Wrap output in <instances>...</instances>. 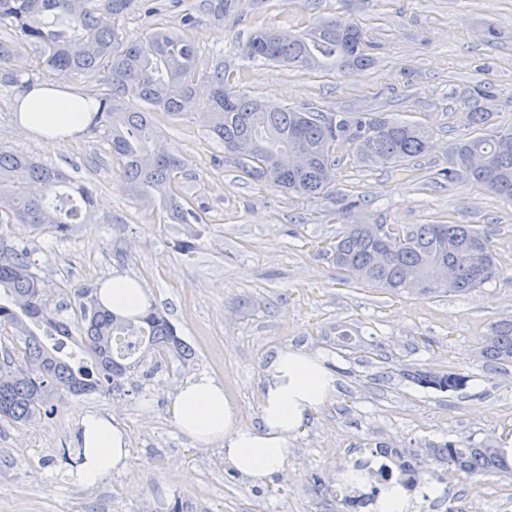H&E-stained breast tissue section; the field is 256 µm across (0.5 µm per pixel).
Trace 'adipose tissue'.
Returning a JSON list of instances; mask_svg holds the SVG:
<instances>
[{
  "instance_id": "ef3b65f1",
  "label": "adipose tissue",
  "mask_w": 512,
  "mask_h": 512,
  "mask_svg": "<svg viewBox=\"0 0 512 512\" xmlns=\"http://www.w3.org/2000/svg\"><path fill=\"white\" fill-rule=\"evenodd\" d=\"M88 100L81 91L50 82L15 98V124L27 135L46 144L69 142L84 127L82 108ZM111 310H141V284L128 276L107 280L101 290ZM335 389V379L320 355L299 350L280 352L267 370L261 395V425L246 427L234 418L223 384L202 374L186 381L171 404L179 428L199 443L220 444L227 462L255 482L280 472L288 453V441L299 430L307 411L321 405ZM78 445L82 459L73 472L84 487L95 486L127 458V437L112 419L95 414L79 421Z\"/></svg>"
}]
</instances>
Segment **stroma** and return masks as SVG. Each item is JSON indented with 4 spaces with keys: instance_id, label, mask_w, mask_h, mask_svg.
Segmentation results:
<instances>
[{
    "instance_id": "1",
    "label": "stroma",
    "mask_w": 512,
    "mask_h": 512,
    "mask_svg": "<svg viewBox=\"0 0 512 512\" xmlns=\"http://www.w3.org/2000/svg\"><path fill=\"white\" fill-rule=\"evenodd\" d=\"M340 14L364 27L374 63L338 75L241 57L259 27L294 31ZM200 70L216 57L236 90L279 108L382 112L419 122L434 148L385 169L364 166L348 145L336 148L335 195L290 197L249 180L223 162L200 112L209 84L196 80L191 109L159 124L161 143L188 169L182 191L201 214L195 248L184 228L163 223L159 207L130 195L108 146L82 132L51 146L17 130L13 88L0 86V142L40 157L92 186L96 221L57 239L28 237L50 302L75 301L80 288L126 275L147 304L164 309L193 358L162 361L128 390L92 392L58 402L34 424L0 426V512H170L175 500L200 512H336L334 490L350 458L386 445L415 451L448 440L512 437V366L486 365L477 349L491 324L512 319V203L465 179L436 173L448 147L470 136L466 114L487 108L494 126L512 127V0H235L222 21L192 30ZM361 197L362 224H472L498 254L500 275L464 295L397 297L347 283L321 245L340 224L325 210ZM345 327L356 345L336 341ZM380 348L373 356L371 348ZM284 349L322 355L336 388L308 412L289 440L285 470L263 483L242 476L220 445H202L170 413L178 388L207 374L224 385L239 424H260L265 369ZM419 368L467 376L456 391L425 387ZM113 418L129 439L125 466L84 488L68 477L79 456L84 414ZM473 512H512L499 491L511 477L453 475Z\"/></svg>"
}]
</instances>
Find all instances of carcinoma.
Returning a JSON list of instances; mask_svg holds the SVG:
<instances>
[{"label": "carcinoma", "instance_id": "obj_1", "mask_svg": "<svg viewBox=\"0 0 512 512\" xmlns=\"http://www.w3.org/2000/svg\"><path fill=\"white\" fill-rule=\"evenodd\" d=\"M139 7L152 16L155 0H0V26L10 38L0 41V62L20 48L37 52L36 70L54 80L81 78L95 87L87 127L109 146L128 190L158 202L170 224H198L200 216L178 189L184 159L160 143L159 115L176 117L193 101L198 50L189 31L198 14L216 20L233 0H196L185 4L179 27L154 26L143 37L123 40L115 27L122 14ZM371 41L358 24L342 15L322 18L297 32L275 28L253 31L243 45L249 61L299 69L342 72L369 62ZM211 98L203 110L209 133L224 144V159L251 180L280 188L290 196L333 194V150L352 145L356 158L385 166L419 157L432 149L421 125L398 122L382 113L324 112L309 107L269 109L234 90L224 60L209 73ZM492 113H468L476 134L448 149L442 175L466 177L484 190L512 202V128L485 132ZM93 191L61 170L0 143V424L26 425L54 413L55 402L92 391H119L141 373L143 358L182 360L192 349L177 335L166 313L152 305L126 316L102 304L98 289L78 291L80 316L65 320L49 306L42 278L33 270L31 252L16 242V229L70 235L93 216ZM342 225L336 241L324 248L350 283L392 295L431 298L466 293L496 279L500 270L490 237L471 224H417L400 229L359 224L352 209L326 214ZM448 267V282L437 269ZM127 347L147 338L138 357ZM69 340L79 360L58 355ZM491 365L512 363V320L491 328L479 349ZM413 377L443 390L462 387L467 376L416 369ZM466 477L511 475L512 458L490 442L448 441L419 457L418 467L400 462L404 485L415 487L442 465Z\"/></svg>", "mask_w": 512, "mask_h": 512}]
</instances>
